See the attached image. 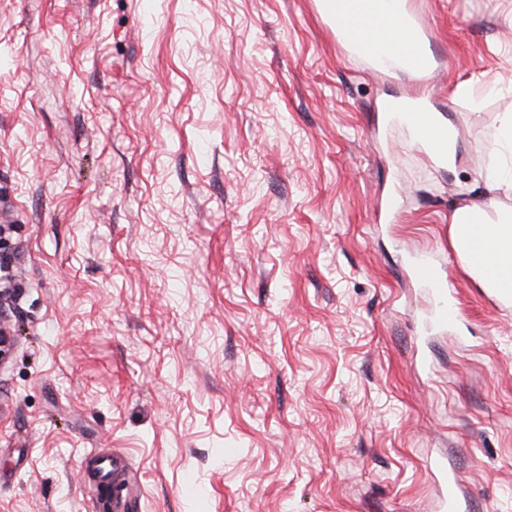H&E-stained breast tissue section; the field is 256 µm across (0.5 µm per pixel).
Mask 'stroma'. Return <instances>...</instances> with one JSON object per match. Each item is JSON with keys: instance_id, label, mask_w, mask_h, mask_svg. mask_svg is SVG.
<instances>
[{"instance_id": "obj_1", "label": "stroma", "mask_w": 512, "mask_h": 512, "mask_svg": "<svg viewBox=\"0 0 512 512\" xmlns=\"http://www.w3.org/2000/svg\"><path fill=\"white\" fill-rule=\"evenodd\" d=\"M318 3L0 0V512H94L99 456L130 512H438L437 456L462 512H512V304L448 229L512 205L482 180L512 0H409L430 82L364 70ZM411 94L455 166L382 112ZM411 105L412 112L397 113L405 120L409 114H412L411 128L414 133L412 144L441 160L447 156L448 152L447 165L448 167L454 165L456 160L454 129L438 116L427 99ZM411 275L431 291L433 300L429 311L430 321L442 328L455 323L458 312L448 297V283L439 279L432 260L426 256L419 257L411 267Z\"/></svg>"}]
</instances>
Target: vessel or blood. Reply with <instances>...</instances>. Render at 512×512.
Wrapping results in <instances>:
<instances>
[{
    "mask_svg": "<svg viewBox=\"0 0 512 512\" xmlns=\"http://www.w3.org/2000/svg\"><path fill=\"white\" fill-rule=\"evenodd\" d=\"M327 17L336 32V39L347 54L363 59L368 68L378 69L388 54H396L407 71L428 78L433 74L431 61L424 51L423 30L409 15L393 10L390 0H350L349 6L328 8ZM413 144L433 157L445 158L448 152V124L435 112L428 100L412 108ZM413 278L430 289L433 296L430 321L439 327L456 322L458 312L448 295V285L439 279L432 260L419 257L411 267ZM429 466L440 476L441 512H460L462 507L459 483L448 472L441 458L430 460Z\"/></svg>",
    "mask_w": 512,
    "mask_h": 512,
    "instance_id": "1",
    "label": "vessel or blood"
}]
</instances>
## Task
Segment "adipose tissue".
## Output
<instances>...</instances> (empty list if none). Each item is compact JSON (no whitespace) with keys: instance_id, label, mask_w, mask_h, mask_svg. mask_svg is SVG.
I'll return each instance as SVG.
<instances>
[{"instance_id":"obj_1","label":"adipose tissue","mask_w":512,"mask_h":512,"mask_svg":"<svg viewBox=\"0 0 512 512\" xmlns=\"http://www.w3.org/2000/svg\"><path fill=\"white\" fill-rule=\"evenodd\" d=\"M494 154L499 163L483 177L490 192L512 195V113L500 120ZM450 240L461 259H468L471 246L480 247L493 265L494 274L470 264L468 271L477 283L495 297L512 294V208L497 204L466 205L448 217Z\"/></svg>"}]
</instances>
